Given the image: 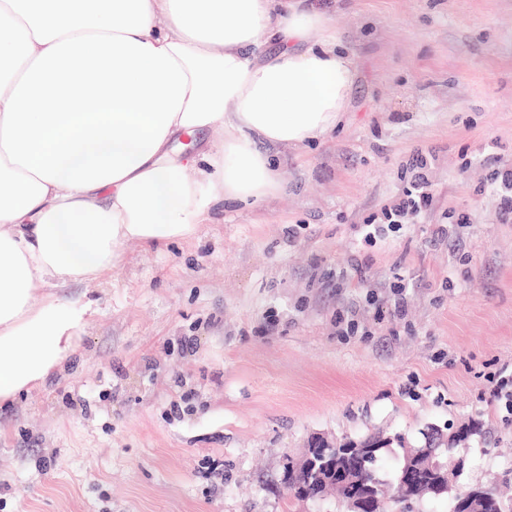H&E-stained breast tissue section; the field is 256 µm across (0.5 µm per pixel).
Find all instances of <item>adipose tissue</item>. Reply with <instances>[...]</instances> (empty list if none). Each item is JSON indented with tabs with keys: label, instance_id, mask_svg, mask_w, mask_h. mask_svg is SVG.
I'll return each mask as SVG.
<instances>
[{
	"label": "adipose tissue",
	"instance_id": "adipose-tissue-1",
	"mask_svg": "<svg viewBox=\"0 0 512 512\" xmlns=\"http://www.w3.org/2000/svg\"><path fill=\"white\" fill-rule=\"evenodd\" d=\"M332 15L312 0H0V407L73 353L89 307L60 288L110 276L124 244L193 235L222 202L275 197L279 153L345 123L358 61Z\"/></svg>",
	"mask_w": 512,
	"mask_h": 512
}]
</instances>
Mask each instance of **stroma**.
<instances>
[{"label": "stroma", "instance_id": "1", "mask_svg": "<svg viewBox=\"0 0 512 512\" xmlns=\"http://www.w3.org/2000/svg\"><path fill=\"white\" fill-rule=\"evenodd\" d=\"M335 22L347 125L282 154L284 194L63 288L93 311L0 409V512H348L288 495L311 441L420 447L471 417L452 493L411 512L512 485V0H342ZM416 158L432 201L388 225Z\"/></svg>", "mask_w": 512, "mask_h": 512}]
</instances>
